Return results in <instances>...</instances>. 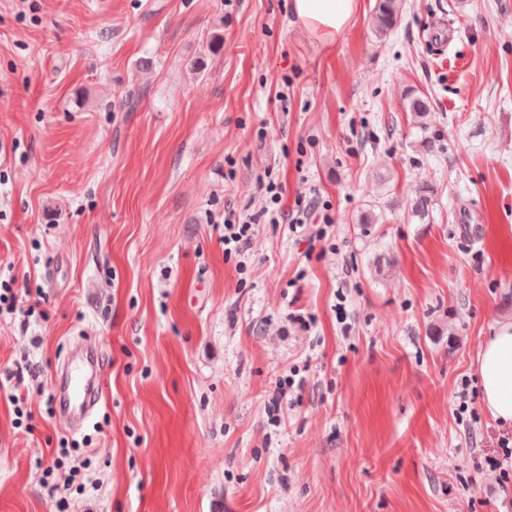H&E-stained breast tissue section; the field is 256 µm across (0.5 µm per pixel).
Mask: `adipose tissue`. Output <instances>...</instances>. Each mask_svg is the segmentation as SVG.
Here are the masks:
<instances>
[{
  "label": "adipose tissue",
  "instance_id": "1",
  "mask_svg": "<svg viewBox=\"0 0 512 512\" xmlns=\"http://www.w3.org/2000/svg\"><path fill=\"white\" fill-rule=\"evenodd\" d=\"M356 0H291L306 33L331 50L346 30ZM475 373L484 410L502 427H512V319L499 321L479 350Z\"/></svg>",
  "mask_w": 512,
  "mask_h": 512
}]
</instances>
